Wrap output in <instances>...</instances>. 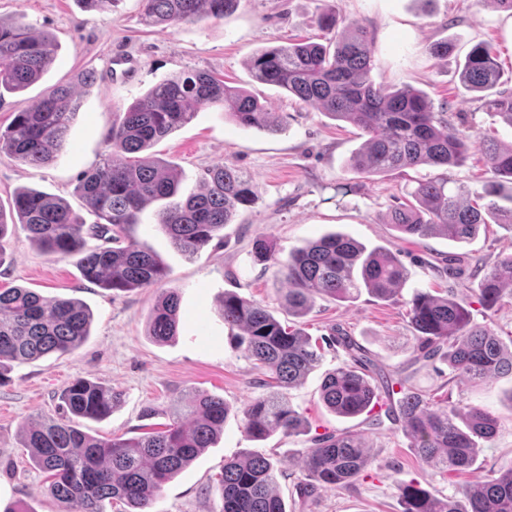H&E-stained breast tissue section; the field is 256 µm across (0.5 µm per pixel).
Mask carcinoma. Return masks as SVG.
Wrapping results in <instances>:
<instances>
[{
  "mask_svg": "<svg viewBox=\"0 0 512 512\" xmlns=\"http://www.w3.org/2000/svg\"><path fill=\"white\" fill-rule=\"evenodd\" d=\"M240 0H143L144 21L171 26L201 18L220 19ZM57 44L19 20L0 18V94L20 92L37 82L53 65ZM247 67L253 79L285 89L299 101L345 121L366 137L352 156L349 170L361 177L388 174L420 165L455 167L467 156L471 135L448 128L427 97L410 89L385 90L372 77V45L368 32L354 28L325 44L296 42L266 47L252 54ZM500 80L493 44H475L465 57L461 81L469 90L490 92ZM224 109L243 127L269 133L282 131L275 113L248 92L228 86L208 71L196 70L163 79L133 102L112 124V151L86 174L77 192L97 221L89 226L62 198L24 189L13 196L9 212L0 207V239L15 219L46 255L76 258L82 276L106 290L152 288L165 282L168 270L149 249L131 239V228L150 204L163 200L158 224L173 245L187 256L211 241L235 212L255 203L256 186L232 164L207 170L201 190L178 200L176 168L150 154L156 142L189 123L201 104ZM497 115L512 127V94L490 100ZM80 109L76 86L57 85L31 107L15 113L0 131V153L30 165L54 160L64 148ZM135 154L132 162H118ZM491 177L484 185L481 206L466 204L460 187L448 179L418 183L415 203L396 209L391 224L399 239L424 240L439 235L458 243L472 238L482 224L494 221L512 228V144H484ZM104 239L112 247L91 246ZM253 260L276 268L288 283V312L308 311L318 297L337 301L356 298L361 290L382 300L397 301L398 286L408 272L399 252L369 249L335 234L309 241L283 257L275 245L258 238ZM512 297V255L499 258L481 277L478 304L489 311L504 296ZM406 317L420 340L418 363L436 357L448 369L474 382L504 371L512 373V348L490 328L473 321L472 305L417 290L403 301ZM224 325L242 332L239 344L247 357L268 373L266 392L241 410L246 433L264 439L276 431L296 435L304 417L288 401L285 389L297 386L317 366L321 345L302 329L282 323L258 302L224 295ZM180 323L178 294L168 289L154 308L149 333L165 342ZM90 313L76 299H46L28 288L0 289V385L14 365L48 354H66L90 336ZM350 359L327 373L320 398L343 418L371 414L383 404L390 430H402L420 463L447 471L472 468L498 430L491 412L453 404L432 407L410 378L376 367L349 337H342ZM66 415L49 418L25 430L23 447L47 474L49 494L65 504V512H108L121 503L129 512H149L164 485L187 467L224 429L229 412L224 399L195 394L175 404L170 423L139 437L100 439L82 431L75 419L102 420L119 401L112 388L86 379L74 380L62 393ZM374 463L362 436L349 430L326 433L305 454L304 493L338 491L354 484ZM221 512H286L276 493L277 470L260 455H244L224 463L218 477ZM402 512H512V465L485 481L461 489V498L438 497L414 481L397 485Z\"/></svg>",
  "mask_w": 512,
  "mask_h": 512,
  "instance_id": "cac0c4a2",
  "label": "carcinoma"
}]
</instances>
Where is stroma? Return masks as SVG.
Wrapping results in <instances>:
<instances>
[{"instance_id": "obj_1", "label": "stroma", "mask_w": 512, "mask_h": 512, "mask_svg": "<svg viewBox=\"0 0 512 512\" xmlns=\"http://www.w3.org/2000/svg\"><path fill=\"white\" fill-rule=\"evenodd\" d=\"M335 11L341 26L365 28L373 44L376 83L395 90H421L450 128L471 133L462 166H420L385 176L361 178L348 160L363 139L352 125L329 118L320 109L288 96L283 89L255 82L245 65L253 52L269 45L307 39L319 42L317 17ZM142 0H119L111 10L88 13L79 0H0V17L16 19L56 39L57 58L35 84L20 93L0 95V129L15 112L36 103L51 87L80 73L94 81L81 88V108L57 160L41 166L0 154V206L9 207L15 191L35 188L66 199L86 223L94 215L75 193L80 178L111 151L107 134L117 116L159 80L193 70H207L228 85L247 90L276 112L283 133L270 134L236 124L215 105L199 106L193 120L154 144L151 155L175 166L180 197L197 193L206 168L231 164L251 177L258 199L239 210L232 223L193 256L176 249L157 222L155 208L141 214L133 230L137 241L158 254L169 270L165 287L180 299L178 334L167 342L148 334V321L163 287L110 292L83 280L74 258L43 254L22 227L10 228L0 247V289L29 288L46 298H76L92 312L87 340L73 353L15 366L0 386V512H63L47 491L46 475L33 466L22 446L26 423L60 416V395L78 378L119 391L122 402L103 420H80L82 430L100 438L140 436L163 429L170 407L198 392L224 399L230 413L223 432L188 467L173 477L153 504V512H221L216 479L225 461L261 454L274 462L277 492L287 512H400L397 480H414L437 496H454L466 484L486 480L512 462V374H497L481 384L447 378L425 368L414 385L427 395L460 406L479 405L499 418L495 437L486 442L478 462L467 472L426 467L408 448L403 434L369 429L364 417L344 419L320 399L326 373L342 362V349L326 348L304 382L289 389L294 408L307 420L305 432H274L264 440L249 437L242 422L244 402L263 392L261 369L237 348L224 325L221 302L233 293L267 306L288 322L286 285L274 269L254 262L255 238L275 243L281 253L322 236L340 233L367 247L399 249L409 274L400 295L415 290L473 303L475 322L502 340L512 339V299L494 310L475 306L477 268H489L512 254V230L481 226L466 243L431 238L418 244L397 239L391 211L411 199L416 183L446 177L463 186L467 199L481 193L490 177L483 142H512V127L490 110L480 94L468 91L458 70L477 42L497 49L502 77L499 90L512 92V14L486 0H240L221 19H201L172 26L142 21ZM446 41L454 52L429 54L432 43ZM457 258L459 273L448 276L447 258ZM300 324L312 338L342 327L388 371L406 367L418 341L401 305L361 294L336 302L320 298ZM350 428L363 432L374 466L341 491L301 495L303 460L321 434Z\"/></svg>"}]
</instances>
